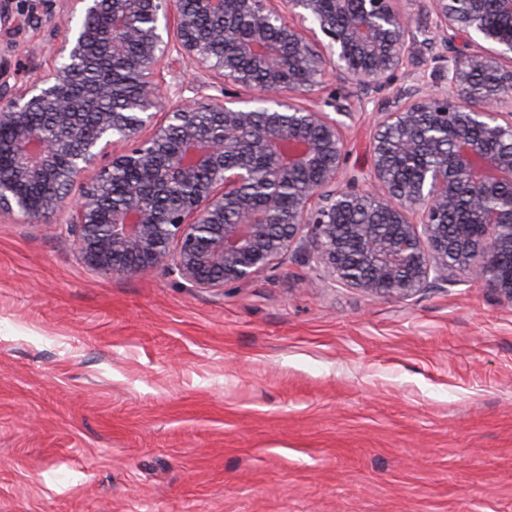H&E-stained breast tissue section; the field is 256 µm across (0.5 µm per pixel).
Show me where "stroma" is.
<instances>
[{
	"mask_svg": "<svg viewBox=\"0 0 512 512\" xmlns=\"http://www.w3.org/2000/svg\"><path fill=\"white\" fill-rule=\"evenodd\" d=\"M9 0L0 65L56 60ZM343 105L348 170L377 111ZM288 256L242 288L99 274L65 225L0 217V512H512V303L380 299Z\"/></svg>",
	"mask_w": 512,
	"mask_h": 512,
	"instance_id": "1",
	"label": "stroma"
}]
</instances>
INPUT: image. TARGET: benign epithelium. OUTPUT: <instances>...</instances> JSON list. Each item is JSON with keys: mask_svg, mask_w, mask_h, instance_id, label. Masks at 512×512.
<instances>
[{"mask_svg": "<svg viewBox=\"0 0 512 512\" xmlns=\"http://www.w3.org/2000/svg\"><path fill=\"white\" fill-rule=\"evenodd\" d=\"M63 2L33 17L62 62L18 89L0 68V155L11 167L0 216L57 219L108 276L169 270L222 290L304 248L324 279L373 297L470 279L512 303V191L487 204L512 186V28L477 17L474 0H424L419 17L403 0ZM130 5L148 25L130 22ZM200 16L213 24L199 29ZM418 47L434 51L433 80L407 74L412 84L380 109L369 175L347 176L344 123L303 99L330 77L363 102ZM175 54L221 76L218 93L186 99L185 81L166 84ZM76 67L120 68L138 109L105 108L125 91L79 86ZM172 130L180 148L167 151ZM118 170L135 177L106 203ZM302 176L292 199L275 191Z\"/></svg>", "mask_w": 512, "mask_h": 512, "instance_id": "7a95c632", "label": "benign epithelium"}]
</instances>
